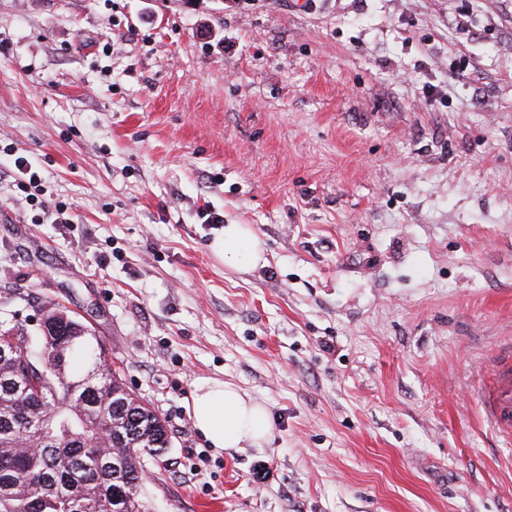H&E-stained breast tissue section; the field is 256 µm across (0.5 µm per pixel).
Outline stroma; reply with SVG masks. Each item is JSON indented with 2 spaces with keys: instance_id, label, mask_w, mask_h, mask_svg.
I'll return each mask as SVG.
<instances>
[{
  "instance_id": "obj_1",
  "label": "stroma",
  "mask_w": 512,
  "mask_h": 512,
  "mask_svg": "<svg viewBox=\"0 0 512 512\" xmlns=\"http://www.w3.org/2000/svg\"><path fill=\"white\" fill-rule=\"evenodd\" d=\"M206 206L262 261L225 268ZM0 293L81 315L165 418L153 512H512L479 375L512 344V0H0ZM201 377L263 447L209 446ZM14 167L17 174V186L24 192H28L29 188H35L37 194H42L40 186V179L38 175L32 171L33 164L25 156H19L14 161ZM190 405L195 428L213 448H260L269 435L266 407L230 383L198 378Z\"/></svg>"
}]
</instances>
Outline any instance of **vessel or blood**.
I'll return each mask as SVG.
<instances>
[{"mask_svg": "<svg viewBox=\"0 0 512 512\" xmlns=\"http://www.w3.org/2000/svg\"><path fill=\"white\" fill-rule=\"evenodd\" d=\"M482 403L499 441L512 445V346L502 351L490 370V386Z\"/></svg>", "mask_w": 512, "mask_h": 512, "instance_id": "b4317fda", "label": "vessel or blood"}]
</instances>
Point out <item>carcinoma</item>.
Returning a JSON list of instances; mask_svg holds the SVG:
<instances>
[{
	"label": "carcinoma",
	"mask_w": 512,
	"mask_h": 512,
	"mask_svg": "<svg viewBox=\"0 0 512 512\" xmlns=\"http://www.w3.org/2000/svg\"><path fill=\"white\" fill-rule=\"evenodd\" d=\"M56 328L32 332L27 319L0 322V336L19 344L0 356V512H149L139 495L142 460L168 448L165 421L125 385L103 344L75 312ZM68 349L65 364L59 348ZM36 378L39 392L22 387ZM112 439L115 455H97L90 442ZM31 439L37 451L18 448Z\"/></svg>",
	"instance_id": "cac0c4a2"
}]
</instances>
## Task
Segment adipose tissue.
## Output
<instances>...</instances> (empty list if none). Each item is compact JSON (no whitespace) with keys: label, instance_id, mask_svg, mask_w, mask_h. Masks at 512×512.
<instances>
[{"label":"adipose tissue","instance_id":"obj_1","mask_svg":"<svg viewBox=\"0 0 512 512\" xmlns=\"http://www.w3.org/2000/svg\"><path fill=\"white\" fill-rule=\"evenodd\" d=\"M212 249L224 258L229 269L241 268L244 262L259 261L263 244L254 231L244 224H228ZM191 414L195 428L218 449L261 447L270 429L266 407L236 386L209 377L198 378L191 396Z\"/></svg>","mask_w":512,"mask_h":512}]
</instances>
